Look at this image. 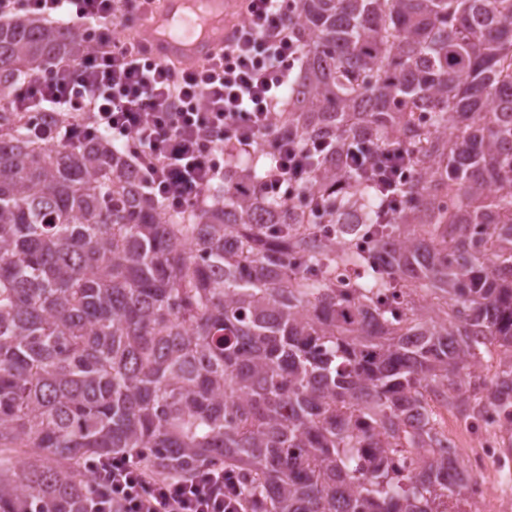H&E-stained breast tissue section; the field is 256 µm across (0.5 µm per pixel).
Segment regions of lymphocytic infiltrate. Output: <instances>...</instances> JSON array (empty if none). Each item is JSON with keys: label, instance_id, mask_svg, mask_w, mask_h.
Listing matches in <instances>:
<instances>
[{"label": "lymphocytic infiltrate", "instance_id": "f902f5d3", "mask_svg": "<svg viewBox=\"0 0 512 512\" xmlns=\"http://www.w3.org/2000/svg\"><path fill=\"white\" fill-rule=\"evenodd\" d=\"M153 2L0 0V18L34 14L79 28L90 45L81 56H59L28 73L11 105L20 112L69 114V126L38 127L45 142L77 145L85 135L101 134L125 144L145 187L165 209L182 210L223 184L228 157L258 152L303 49L288 24L295 0H241V20L216 55L191 68L161 62L138 40L115 32L122 12L142 17ZM327 147L324 140L277 136L262 191L294 199L310 157ZM344 162L380 192L378 221L390 223L410 177L408 150L375 144L364 134ZM84 468L89 512H243L220 464L201 467L189 482L158 474L137 458L89 461Z\"/></svg>", "mask_w": 512, "mask_h": 512}]
</instances>
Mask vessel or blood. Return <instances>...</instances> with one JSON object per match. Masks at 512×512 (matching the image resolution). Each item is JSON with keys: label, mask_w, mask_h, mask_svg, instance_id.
Returning <instances> with one entry per match:
<instances>
[{"label": "vessel or blood", "mask_w": 512, "mask_h": 512, "mask_svg": "<svg viewBox=\"0 0 512 512\" xmlns=\"http://www.w3.org/2000/svg\"><path fill=\"white\" fill-rule=\"evenodd\" d=\"M147 20L141 42L163 61L191 64L210 58L232 33L230 12L224 5L218 16L198 20L190 0H161Z\"/></svg>", "instance_id": "1"}]
</instances>
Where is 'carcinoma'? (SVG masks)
Returning <instances> with one entry per match:
<instances>
[{
    "label": "carcinoma",
    "instance_id": "1",
    "mask_svg": "<svg viewBox=\"0 0 512 512\" xmlns=\"http://www.w3.org/2000/svg\"><path fill=\"white\" fill-rule=\"evenodd\" d=\"M292 25L261 151L330 156L297 201L243 158L171 213L111 140L50 148L9 106L87 51L76 32L0 24V512H84V463L122 455L178 479L221 461L244 512H461L427 396L462 398L494 352L483 408L512 425V0H298ZM360 133L412 154L389 224L341 161Z\"/></svg>",
    "mask_w": 512,
    "mask_h": 512
}]
</instances>
